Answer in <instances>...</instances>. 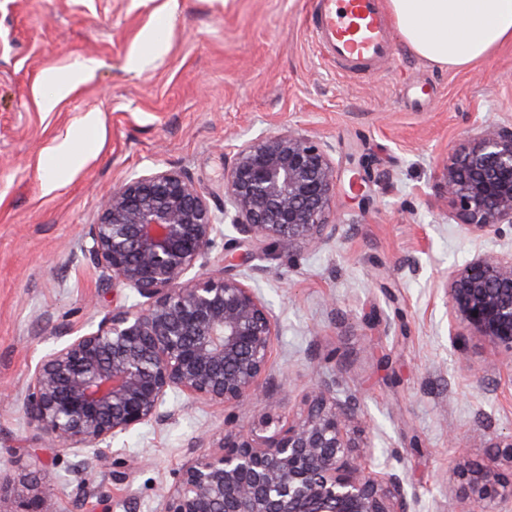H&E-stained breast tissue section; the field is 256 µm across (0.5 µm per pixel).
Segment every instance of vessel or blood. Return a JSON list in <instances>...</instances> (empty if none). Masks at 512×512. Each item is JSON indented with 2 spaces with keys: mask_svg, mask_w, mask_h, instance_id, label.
I'll return each instance as SVG.
<instances>
[{
  "mask_svg": "<svg viewBox=\"0 0 512 512\" xmlns=\"http://www.w3.org/2000/svg\"><path fill=\"white\" fill-rule=\"evenodd\" d=\"M312 34L326 63L345 73L375 72L395 55L380 0H316Z\"/></svg>",
  "mask_w": 512,
  "mask_h": 512,
  "instance_id": "vessel-or-blood-1",
  "label": "vessel or blood"
}]
</instances>
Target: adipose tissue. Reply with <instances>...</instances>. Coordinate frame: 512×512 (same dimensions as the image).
Returning <instances> with one entry per match:
<instances>
[{
  "label": "adipose tissue",
  "mask_w": 512,
  "mask_h": 512,
  "mask_svg": "<svg viewBox=\"0 0 512 512\" xmlns=\"http://www.w3.org/2000/svg\"><path fill=\"white\" fill-rule=\"evenodd\" d=\"M402 43L443 69H468L512 46V0H386Z\"/></svg>",
  "instance_id": "ef3b65f1"
}]
</instances>
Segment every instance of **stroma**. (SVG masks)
I'll return each mask as SVG.
<instances>
[{"instance_id": "stroma-1", "label": "stroma", "mask_w": 512, "mask_h": 512, "mask_svg": "<svg viewBox=\"0 0 512 512\" xmlns=\"http://www.w3.org/2000/svg\"><path fill=\"white\" fill-rule=\"evenodd\" d=\"M0 0V512H26L41 477L43 512H157L229 410L179 394L169 417L112 443L131 468L78 470L89 450L46 447L22 411L41 358L133 293L106 286L84 254L82 227L130 175L187 173L211 205L238 146L286 129L330 147L338 172L327 215L335 239L293 252L236 250L280 326L274 381L244 420L301 417L318 376L361 397L384 465L395 458L415 512H459L455 469L484 464L512 439V381L499 352L452 327L444 277L512 235L466 234L443 190L454 148L488 124H512V46L465 71L440 69L396 43L373 77L338 74L311 36L315 0ZM162 28L160 49L144 37ZM145 52L141 68L127 64ZM91 77L51 111L43 74ZM98 124L77 158L57 153L87 113ZM63 180L47 189L51 172ZM378 322H370L371 314ZM110 493L100 501L98 490Z\"/></svg>"}]
</instances>
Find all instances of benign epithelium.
Returning <instances> with one entry per match:
<instances>
[{
  "instance_id": "7a95c632",
  "label": "benign epithelium",
  "mask_w": 512,
  "mask_h": 512,
  "mask_svg": "<svg viewBox=\"0 0 512 512\" xmlns=\"http://www.w3.org/2000/svg\"><path fill=\"white\" fill-rule=\"evenodd\" d=\"M337 189L328 146L297 130L238 147L219 208L182 171L155 168L116 185L98 220L83 225L84 250L102 280L140 301L42 357L23 401L39 437L54 448L91 447L87 467L105 466L115 438L167 418L173 392L234 409L257 399L271 380L279 327L248 281L207 272L209 255L226 224L254 249L330 242L337 225L326 214ZM444 190L463 230H512V125L460 144ZM444 288L451 319L494 346L511 369L512 253L448 269ZM363 420L358 396L336 397V380L324 377L306 414L286 427L240 425L215 450L196 440L199 452L157 512H410L402 474L389 464L372 469L373 442L358 445L348 435ZM502 455L512 459V442L496 446L482 466H457L468 512L512 498V479L497 467Z\"/></svg>"
}]
</instances>
